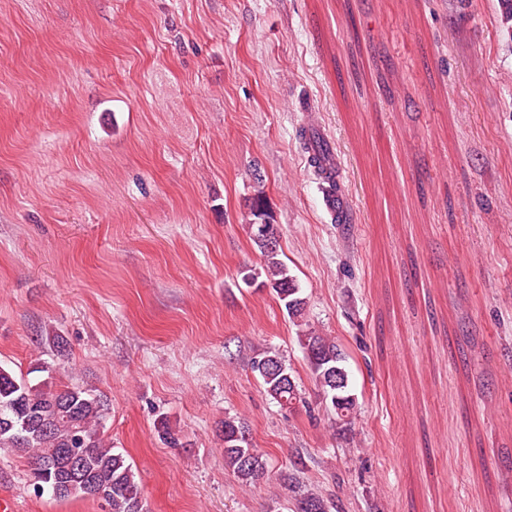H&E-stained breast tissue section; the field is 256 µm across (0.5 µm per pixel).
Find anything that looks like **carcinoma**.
<instances>
[{
	"mask_svg": "<svg viewBox=\"0 0 512 512\" xmlns=\"http://www.w3.org/2000/svg\"><path fill=\"white\" fill-rule=\"evenodd\" d=\"M265 229L264 239L254 240L263 264L251 280L271 289L288 315L299 318L306 306L301 289L279 259L280 249L265 244L267 240H280L279 227L269 219ZM298 341L316 386L329 401L336 419L350 420L356 398L350 386L336 385V375L349 377L342 350L335 341L311 328L301 331ZM251 369L280 406L291 409L301 401L295 378L278 353L256 354ZM107 411L103 397L80 385L59 387L52 381L33 385L0 365V452L28 454L35 490L42 491L44 482L54 480L53 473H66L75 456L81 459L80 474L89 484L81 496L101 502L106 512H145L135 469L103 438ZM223 434L224 463L238 481L253 486L267 480L266 462L249 441L245 422L237 416L224 417ZM287 483L295 497L294 512H327L325 500L301 490L294 475L287 476ZM101 489L110 491V495L100 498Z\"/></svg>",
	"mask_w": 512,
	"mask_h": 512,
	"instance_id": "obj_1",
	"label": "carcinoma"
}]
</instances>
